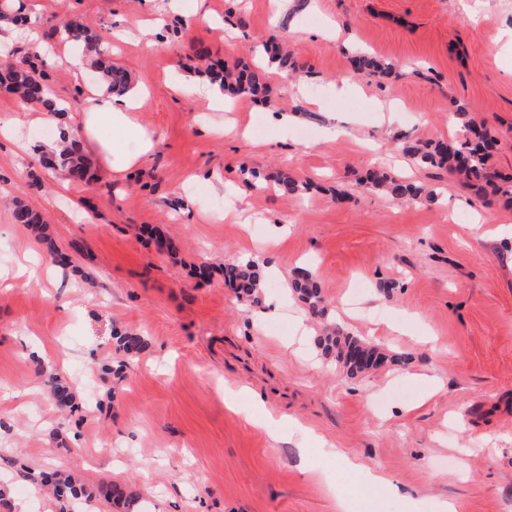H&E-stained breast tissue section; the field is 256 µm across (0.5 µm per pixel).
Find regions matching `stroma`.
<instances>
[{
    "mask_svg": "<svg viewBox=\"0 0 512 512\" xmlns=\"http://www.w3.org/2000/svg\"><path fill=\"white\" fill-rule=\"evenodd\" d=\"M157 6L162 46L110 47L154 141L139 167L112 172L88 142L94 178L73 183L0 137V512H60L43 472L82 476L93 497L81 512H122L115 483L136 491L135 512H338L340 497L352 512H512V205L484 203L433 167L413 166L411 180L436 189L434 203L361 184L371 161L394 165L409 142L458 140L460 103L497 137L491 162L512 177V0ZM19 9L46 31L77 19L106 37L147 18L143 0H0L1 12ZM283 28L296 69L268 67L267 101L225 113L175 92L180 78L202 81L198 50L253 65ZM55 48L52 64L23 42L14 57L46 71L76 126L98 78L74 72L75 47ZM360 52L391 63V78L353 74ZM339 82L355 92L336 95ZM379 100L398 102L391 122ZM247 169L268 187H247ZM283 173L311 189L285 193ZM16 200L45 216L57 254L15 223ZM241 208L254 223L227 220ZM255 255L277 268L257 305L224 277ZM300 270L315 274L341 332L377 330L389 362L351 375L321 354L318 320L284 293ZM117 332L143 336L141 351H119ZM421 334L431 343L416 344ZM48 372L67 380L77 410L50 398Z\"/></svg>",
    "mask_w": 512,
    "mask_h": 512,
    "instance_id": "stroma-1",
    "label": "stroma"
}]
</instances>
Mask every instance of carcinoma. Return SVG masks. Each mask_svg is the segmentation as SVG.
<instances>
[{"label": "carcinoma", "instance_id": "obj_1", "mask_svg": "<svg viewBox=\"0 0 512 512\" xmlns=\"http://www.w3.org/2000/svg\"><path fill=\"white\" fill-rule=\"evenodd\" d=\"M46 37H57L63 42L81 46L90 65L99 72L101 86L107 92L118 95L128 92L130 81L127 73L112 63V58L101 46V36L89 26L65 22L49 30ZM287 41L288 34L284 31L272 40L269 49L271 62L282 68L290 66L291 54L286 51ZM353 64L355 73L372 75L380 81L392 74L390 66L369 54H358L354 57ZM208 73L212 83L238 97L259 100L266 97L268 83L266 73L262 69H210ZM2 86L12 89L23 103L31 107L53 112L64 111L47 83V75L32 63L0 62V87ZM455 116L461 130L465 132L463 142L434 147L427 143H417L407 147V151L422 166L445 167L448 171L461 176L468 186L476 189V192L483 193L489 190L495 195L500 193L506 197V201L512 202V185H498L497 175L491 172L489 165L492 157L489 148L497 143L495 136L486 127L476 124L465 105L457 104ZM80 152L79 136L73 133L65 137L64 145L58 151L43 156V162L49 168L66 172L74 180L87 182L90 179L89 170L83 163ZM363 184L369 191L383 192L399 200L408 201L423 197L434 202L438 197L436 190L425 191L407 181L392 178L378 167L367 170ZM13 215L17 223L26 226H39L45 223L39 211L20 202L15 204ZM226 274L242 296L252 303H259L263 274L254 262H240L228 268ZM292 289L308 304L310 313L322 320V334L317 339V347L321 348L324 356L343 363L353 374L361 373L387 360V354L377 344L365 339H343L339 336L336 323L328 315L318 282L310 272L303 271L298 274L292 283ZM111 497L116 506H129L135 502L133 491L124 484L112 485Z\"/></svg>", "mask_w": 512, "mask_h": 512}]
</instances>
